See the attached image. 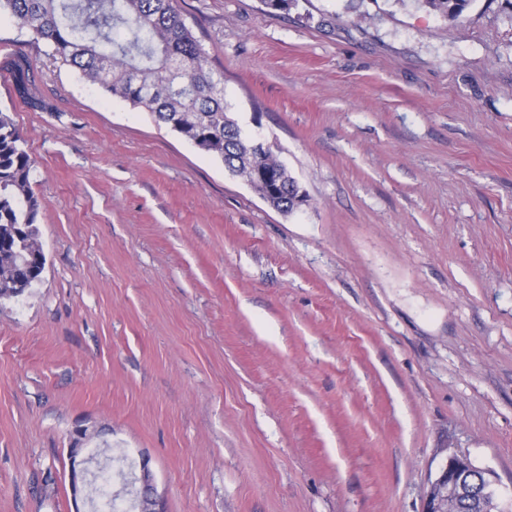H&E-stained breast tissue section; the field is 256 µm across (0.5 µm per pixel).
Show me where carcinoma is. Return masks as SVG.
Instances as JSON below:
<instances>
[{"instance_id":"obj_1","label":"carcinoma","mask_w":512,"mask_h":512,"mask_svg":"<svg viewBox=\"0 0 512 512\" xmlns=\"http://www.w3.org/2000/svg\"><path fill=\"white\" fill-rule=\"evenodd\" d=\"M468 0H424L451 20L462 17ZM6 16L32 41L44 42L54 59L99 83L113 97L150 112L246 179L276 163L256 154L238 124L226 115L222 75L187 24L178 0H0ZM178 62V70L171 68ZM28 106L51 112L34 69L18 53L0 63ZM33 160L13 118L0 110V298L18 297L41 280L45 269L38 228L42 207L31 186ZM281 187L269 197L280 210L295 197L294 179L281 167ZM468 490L449 512H500L494 489L483 475L467 476Z\"/></svg>"}]
</instances>
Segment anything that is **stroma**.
<instances>
[{
	"instance_id": "35a3bbf8",
	"label": "stroma",
	"mask_w": 512,
	"mask_h": 512,
	"mask_svg": "<svg viewBox=\"0 0 512 512\" xmlns=\"http://www.w3.org/2000/svg\"><path fill=\"white\" fill-rule=\"evenodd\" d=\"M285 215L0 21L41 280L0 299V512H86L148 460L167 512H422L467 455L512 506V0H179ZM0 70L9 74L15 91L28 106L39 112L52 111L53 106L40 93L34 69L23 53L5 58ZM279 177L281 180V187L278 190V194L275 196H269V206L275 210H282V208L288 207V204L289 207H291V201L296 195L293 188L294 179L290 175L288 176V171L283 165L281 166ZM86 436L84 429L76 430V438H74L73 448H70L71 467L69 471V485L72 500L74 502V512H83L78 502L83 503V491L86 484L87 464L90 458L80 455L81 448H78L81 440Z\"/></svg>"
}]
</instances>
